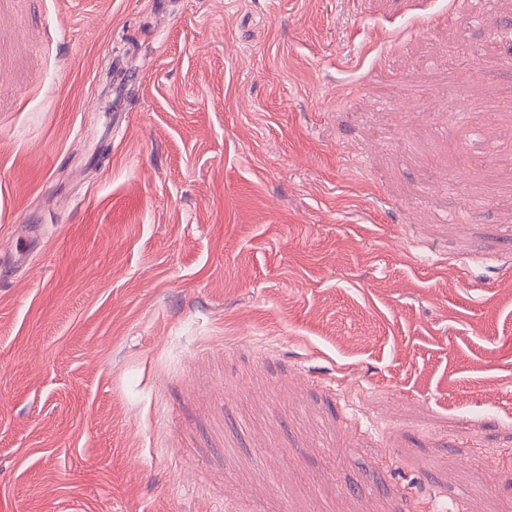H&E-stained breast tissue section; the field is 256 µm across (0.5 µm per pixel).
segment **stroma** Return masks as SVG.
Masks as SVG:
<instances>
[{"mask_svg": "<svg viewBox=\"0 0 512 512\" xmlns=\"http://www.w3.org/2000/svg\"><path fill=\"white\" fill-rule=\"evenodd\" d=\"M510 183L512 0H0V512H512Z\"/></svg>", "mask_w": 512, "mask_h": 512, "instance_id": "stroma-1", "label": "stroma"}]
</instances>
